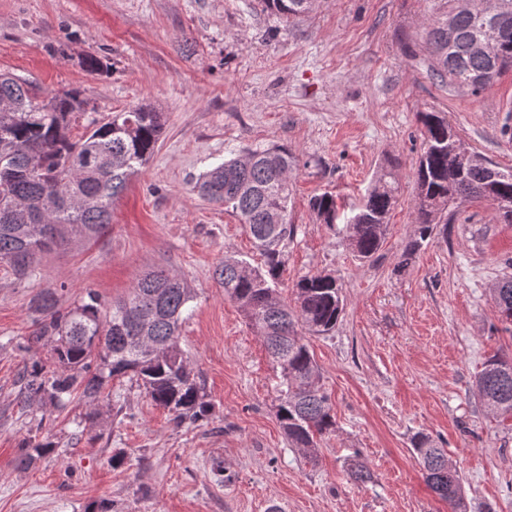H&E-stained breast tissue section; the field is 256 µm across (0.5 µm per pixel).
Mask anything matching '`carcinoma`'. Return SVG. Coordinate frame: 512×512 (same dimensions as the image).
<instances>
[{"label":"carcinoma","mask_w":512,"mask_h":512,"mask_svg":"<svg viewBox=\"0 0 512 512\" xmlns=\"http://www.w3.org/2000/svg\"><path fill=\"white\" fill-rule=\"evenodd\" d=\"M264 10L290 20L308 12L312 0H262ZM426 50L437 63L436 76L477 93L512 69V0H446L432 19ZM85 101L76 89L33 100L26 82L0 73V265L20 279L30 278L38 256L65 244L72 234L93 235L110 223L112 201L137 167L153 154L164 129L163 115L144 106L93 118L79 138L72 137L75 115ZM424 147L417 169V233L429 238L436 224H453L458 204L473 198L494 205L501 224H512V170H499L476 153L455 150V127L440 112L420 116ZM292 156L283 147L247 152L209 170L198 193L232 209L264 258L253 268L242 258L224 256L213 278L224 297L236 303L280 368L277 417L289 446L314 457L318 439L335 431L330 398L320 386V369L298 328L317 335L336 327L343 311L342 286L330 274L304 277L292 300L277 283L283 272L282 244L294 232L288 223V181ZM392 171L383 169L360 204L345 214L336 197L324 193L310 206L342 232L356 257L371 258L380 248L387 217L396 202ZM194 289L163 271L139 278L126 299L104 310L88 290L62 307L57 291L40 293V318L32 341L49 347L52 369L27 362L19 375L18 406L35 402L64 409L75 397L90 406L87 418L101 417L95 402L114 380H136L155 405L176 424L196 422L208 412L201 383L178 345L179 329L194 301ZM501 317L512 320V278L493 293ZM147 328L155 351L138 348V328ZM490 412L512 419V361L493 358L476 378ZM55 451L37 435L26 439L18 466L29 467ZM430 489L452 512H465L460 472L426 436L414 441Z\"/></svg>","instance_id":"carcinoma-1"}]
</instances>
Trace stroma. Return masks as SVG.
Segmentation results:
<instances>
[{"mask_svg": "<svg viewBox=\"0 0 512 512\" xmlns=\"http://www.w3.org/2000/svg\"><path fill=\"white\" fill-rule=\"evenodd\" d=\"M442 0H314L290 21L260 0H0V73L36 99L80 89L88 118L147 105L161 112L158 146L112 204V222L44 254L17 280L0 266V512H450L413 452L424 435L457 465L466 512H512V423L496 420L474 385L494 357L512 360V323L492 290L512 276V224L485 200L463 223L419 241L418 115H447L464 146L512 169V70L479 92L439 82L423 48ZM103 64L88 72L86 57ZM293 157L283 244V296L298 280L335 276L344 310L309 335L336 430L315 458L289 447L276 416L278 369L212 274L224 255L262 258L231 210L203 199L200 178L256 147ZM393 169L397 200L379 251L363 262L311 197L353 204ZM164 269L196 298L179 346L211 410L175 426L142 387L110 383L96 422L66 408L15 401L24 362L46 358L30 337L33 300L55 288L62 306L86 290L112 304ZM55 454L20 468L26 437ZM122 455L113 466V455ZM360 455L371 479L349 475Z\"/></svg>", "mask_w": 512, "mask_h": 512, "instance_id": "1", "label": "stroma"}]
</instances>
